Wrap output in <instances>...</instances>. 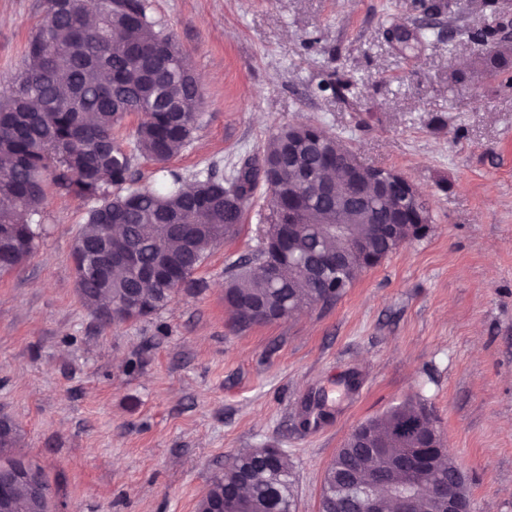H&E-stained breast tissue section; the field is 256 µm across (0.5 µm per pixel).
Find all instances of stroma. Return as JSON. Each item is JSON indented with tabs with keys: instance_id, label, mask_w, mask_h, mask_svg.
<instances>
[{
	"instance_id": "obj_1",
	"label": "stroma",
	"mask_w": 512,
	"mask_h": 512,
	"mask_svg": "<svg viewBox=\"0 0 512 512\" xmlns=\"http://www.w3.org/2000/svg\"><path fill=\"white\" fill-rule=\"evenodd\" d=\"M422 2L150 0L205 91L170 169L227 175L312 124L408 177L431 221L332 306L241 329L224 280L263 244L262 185L193 288L104 326L71 256L89 206L48 187L33 253L0 275V419L47 475L52 512H195L233 454L266 444L287 453L297 512H319L336 449L406 401L434 416L474 512H512V64L486 71L488 47L468 38L512 42V0H451L427 42L404 46L393 33L419 30ZM44 13L0 0V92ZM322 391L324 423L302 428Z\"/></svg>"
}]
</instances>
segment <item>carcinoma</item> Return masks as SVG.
<instances>
[{"mask_svg":"<svg viewBox=\"0 0 512 512\" xmlns=\"http://www.w3.org/2000/svg\"><path fill=\"white\" fill-rule=\"evenodd\" d=\"M149 0H122L93 20L82 0H46L43 21L26 47V64L0 96V274L20 266L34 251L43 224L46 188L52 184L90 203L88 216L73 243L77 290L97 318L114 310L124 320L167 308L208 251L231 236L259 182L245 181L237 204L224 205V192L242 178L246 162L224 177L208 171L185 190L181 177L166 169L170 158L197 129L204 94L193 68L172 36L149 16ZM141 115L133 139L116 132L125 116ZM338 139L320 127L282 128L263 148L262 159L280 169L264 184L271 196L264 236L280 235L290 223L288 198L303 202V224L278 258L279 277L266 271L275 258L260 250L239 262L225 279L224 301L241 328L292 316L305 308L327 306L351 287L362 269L350 264L341 287L336 273L315 271L322 252L336 247V199L304 187L297 174L322 177L321 162L336 155ZM152 162L162 178L149 188L133 187L136 157ZM115 189L110 193L109 189ZM395 198L375 197L364 206L346 207L350 234L364 242L365 253L386 249L375 227L388 221ZM132 252L136 265L121 274L100 276L81 262L97 255L101 242ZM169 267L156 280L139 271L155 265L158 249ZM415 407L396 405L357 426L371 429L379 442L369 458L349 436L325 468L320 512H356L354 487L386 477L399 484L410 474L399 461L418 451V436L398 434L411 423ZM17 441L14 426L0 420V464ZM255 449L239 452L216 475L196 504L207 512L221 487L237 489L250 512H292L297 507L296 478L288 457L276 464L254 460Z\"/></svg>","mask_w":512,"mask_h":512,"instance_id":"obj_1","label":"carcinoma"}]
</instances>
